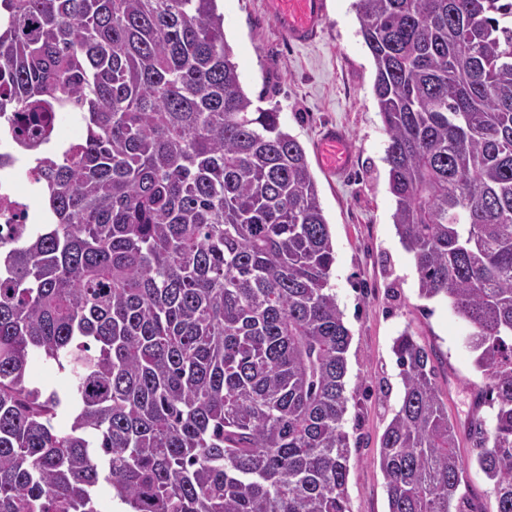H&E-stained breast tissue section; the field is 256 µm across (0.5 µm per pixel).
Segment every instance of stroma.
Wrapping results in <instances>:
<instances>
[{"label":"stroma","instance_id":"35a3bbf8","mask_svg":"<svg viewBox=\"0 0 512 512\" xmlns=\"http://www.w3.org/2000/svg\"><path fill=\"white\" fill-rule=\"evenodd\" d=\"M353 3L327 0L321 37L296 46L281 38L265 0H219L218 7L245 92L280 111L315 177L336 252L331 284L351 331L348 508L388 512L380 439L400 400L392 346L403 330L434 349L437 382L453 418L462 423L476 411L489 421L495 411L474 405V392L486 378L475 366L466 323L447 301L420 298L414 263L393 226L395 203L383 161L387 135L372 92L373 59ZM327 124L343 128L355 149L349 167L337 176L325 173L315 155L320 129ZM382 385L389 393L381 401L376 394Z\"/></svg>","mask_w":512,"mask_h":512}]
</instances>
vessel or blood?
<instances>
[{"mask_svg": "<svg viewBox=\"0 0 512 512\" xmlns=\"http://www.w3.org/2000/svg\"><path fill=\"white\" fill-rule=\"evenodd\" d=\"M278 31L291 44L304 45L316 41L322 30L325 0H266ZM319 156L326 171L338 174L351 159V146L344 131L325 127L318 142Z\"/></svg>", "mask_w": 512, "mask_h": 512, "instance_id": "obj_1", "label": "vessel or blood"}]
</instances>
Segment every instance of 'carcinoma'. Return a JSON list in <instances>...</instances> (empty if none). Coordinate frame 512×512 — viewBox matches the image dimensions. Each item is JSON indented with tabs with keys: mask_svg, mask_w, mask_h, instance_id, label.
Instances as JSON below:
<instances>
[{
	"mask_svg": "<svg viewBox=\"0 0 512 512\" xmlns=\"http://www.w3.org/2000/svg\"><path fill=\"white\" fill-rule=\"evenodd\" d=\"M419 295L488 383L459 428L404 330L388 512H512V0H355ZM84 133L48 148L54 118ZM51 215L0 246V512H349L350 331L302 145L255 104L217 0H0V117ZM71 391L27 386L34 354ZM72 408L70 427L57 416ZM461 492H466L469 497L477 499L486 512L497 510V502L491 492V486L475 461H472L468 467L465 484L462 483Z\"/></svg>",
	"mask_w": 512,
	"mask_h": 512,
	"instance_id": "cac0c4a2",
	"label": "carcinoma"
}]
</instances>
